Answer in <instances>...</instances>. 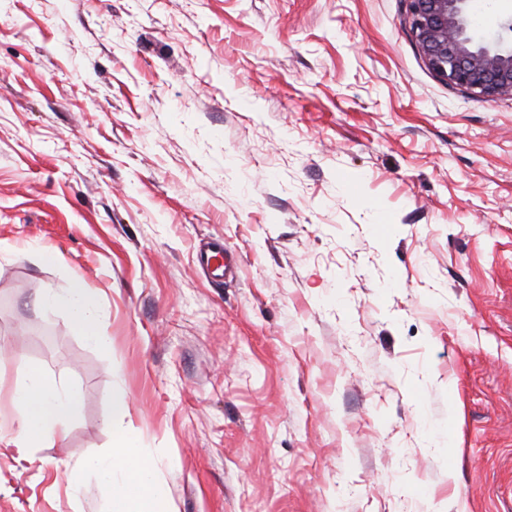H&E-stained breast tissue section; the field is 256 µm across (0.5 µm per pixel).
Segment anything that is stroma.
Here are the masks:
<instances>
[{
	"label": "stroma",
	"mask_w": 512,
	"mask_h": 512,
	"mask_svg": "<svg viewBox=\"0 0 512 512\" xmlns=\"http://www.w3.org/2000/svg\"><path fill=\"white\" fill-rule=\"evenodd\" d=\"M27 364L80 410L0 512H98L119 394L174 512H512V99L405 0H0V435ZM38 301L42 307L59 311L80 336L100 345L107 344L108 336L100 330L103 308L96 294L80 279L73 280L68 288L61 290L51 286L41 288Z\"/></svg>",
	"instance_id": "obj_1"
}]
</instances>
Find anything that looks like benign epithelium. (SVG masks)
<instances>
[{"label": "benign epithelium", "mask_w": 512, "mask_h": 512, "mask_svg": "<svg viewBox=\"0 0 512 512\" xmlns=\"http://www.w3.org/2000/svg\"><path fill=\"white\" fill-rule=\"evenodd\" d=\"M468 0H406L416 45L433 73L484 98H512V45L496 35L478 45L468 33Z\"/></svg>", "instance_id": "7a95c632"}]
</instances>
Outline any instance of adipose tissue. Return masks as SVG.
Wrapping results in <instances>:
<instances>
[{"instance_id":"ef3b65f1","label":"adipose tissue","mask_w":512,"mask_h":512,"mask_svg":"<svg viewBox=\"0 0 512 512\" xmlns=\"http://www.w3.org/2000/svg\"><path fill=\"white\" fill-rule=\"evenodd\" d=\"M38 301L42 307L59 311L79 335L104 345L108 338L100 330L103 308L93 292L81 280H73L68 288L40 289ZM17 428L8 439L19 459H27L30 448L66 436L79 411V400L63 386L49 378L41 369L25 366L17 377L14 399ZM124 449V479L112 480L111 458H91L75 465L73 481L82 476L95 478L102 490L100 512H169L166 499L155 477L152 464L134 449V438L121 433Z\"/></svg>"}]
</instances>
